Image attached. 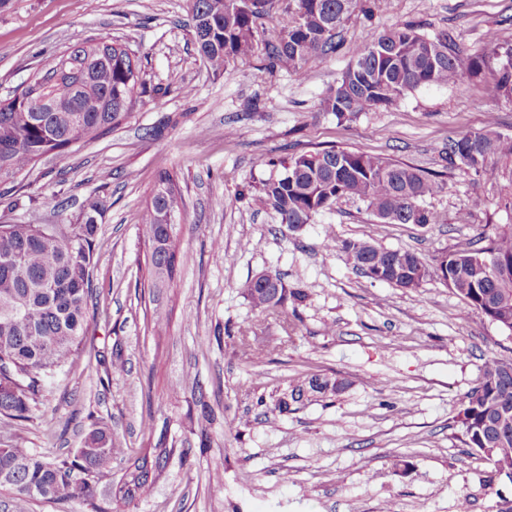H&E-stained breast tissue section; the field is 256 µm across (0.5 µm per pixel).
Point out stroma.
Returning a JSON list of instances; mask_svg holds the SVG:
<instances>
[{"mask_svg":"<svg viewBox=\"0 0 512 512\" xmlns=\"http://www.w3.org/2000/svg\"><path fill=\"white\" fill-rule=\"evenodd\" d=\"M397 23L449 32L471 54L490 36L512 40V0H393L391 13H355L336 56L300 79L257 57L214 73L194 44L190 0H0V99L95 37L135 55L148 87L118 128L43 157L0 195V224H66L90 198L106 205L83 350L29 420L0 432V447L70 455L98 423L124 451L92 499L37 498L27 512H457L466 493L472 512H497L512 498V482L456 423L484 361L512 338L481 313L461 320L462 300L438 277L397 288L356 273L341 247L407 249L431 266L512 224L495 181L442 159L449 138L481 129L487 114L512 135V101L487 81L465 73L343 121L324 110L356 48ZM330 147L439 172L443 188L424 205L440 223L382 224L343 197L311 223L282 224L257 200L276 160ZM164 167L182 194L175 243L189 260L157 287L140 215ZM262 273L289 291L282 314L244 292ZM315 377L341 388L279 411ZM156 448L169 452L164 467L120 499L126 471Z\"/></svg>","mask_w":512,"mask_h":512,"instance_id":"1","label":"stroma"}]
</instances>
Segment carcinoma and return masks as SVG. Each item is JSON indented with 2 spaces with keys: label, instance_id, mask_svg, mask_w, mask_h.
Instances as JSON below:
<instances>
[{
  "label": "carcinoma",
  "instance_id": "carcinoma-1",
  "mask_svg": "<svg viewBox=\"0 0 512 512\" xmlns=\"http://www.w3.org/2000/svg\"><path fill=\"white\" fill-rule=\"evenodd\" d=\"M192 0V27L200 55L216 73L227 64L260 56L267 66L285 65L296 76L314 60L325 63L336 52L339 29L366 0ZM278 10L300 13L276 35L258 39L262 21ZM487 80L495 96L512 101V40L496 35L473 54L462 55L447 32L428 36L414 24L376 30L358 47L353 60L329 89L326 111L346 120L395 103L427 86L456 84L461 69ZM147 92L141 66L116 40L91 39L53 56L20 90V97L0 101V186H16L36 161L70 145L95 140L121 124L138 96ZM448 167L505 181V204L512 205V136L494 130V119L476 131L448 138ZM282 172L262 184L260 201L281 223L309 224L336 200L350 196L384 224H437L439 216L423 200L439 189L428 172L381 155L324 149L279 162ZM182 196L174 175L160 172L141 217L150 246L151 275L176 273L175 247L167 226L180 214ZM104 203L88 204L70 224H0V428L29 418L47 381L60 373L83 345L94 268V242ZM478 248L448 253V287L464 302L463 316L476 311L512 333V225L482 237ZM354 251L361 273L385 268L382 281L416 289L429 277L419 256L381 246ZM254 307L279 312L285 298L273 302L252 280L244 284ZM464 444L482 452L496 448L494 472L512 470V356L495 354L481 368L478 383L457 415ZM123 452L112 432L94 427L84 447L67 457L47 460L23 448H0V473L10 478L0 488L13 494L18 512L36 498L88 499L95 478ZM165 451L154 459L135 460L122 498L148 486Z\"/></svg>",
  "mask_w": 512,
  "mask_h": 512
}]
</instances>
